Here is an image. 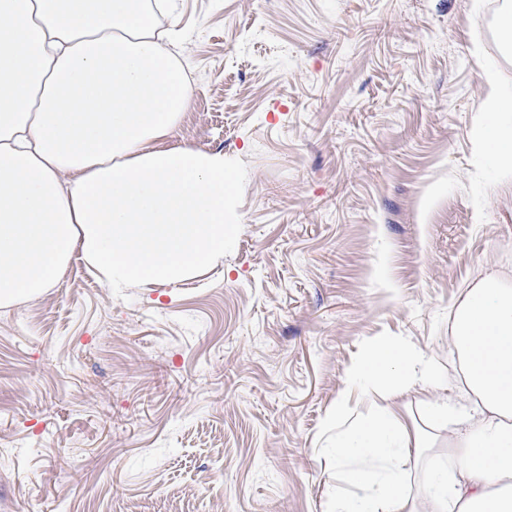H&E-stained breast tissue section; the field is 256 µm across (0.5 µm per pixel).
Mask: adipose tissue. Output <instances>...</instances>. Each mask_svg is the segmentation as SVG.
Returning a JSON list of instances; mask_svg holds the SVG:
<instances>
[{
	"label": "adipose tissue",
	"instance_id": "ef3b65f1",
	"mask_svg": "<svg viewBox=\"0 0 512 512\" xmlns=\"http://www.w3.org/2000/svg\"><path fill=\"white\" fill-rule=\"evenodd\" d=\"M150 0H0V306L53 287L81 253L109 289L176 282L224 256L234 173L166 141L189 106ZM466 407L403 337L366 344L333 417L332 512H512V278L487 269L454 308ZM374 383L365 411L349 394ZM415 393L421 418L405 396ZM446 448L421 495L425 453Z\"/></svg>",
	"mask_w": 512,
	"mask_h": 512
}]
</instances>
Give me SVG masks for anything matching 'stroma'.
<instances>
[{
  "label": "stroma",
  "mask_w": 512,
  "mask_h": 512,
  "mask_svg": "<svg viewBox=\"0 0 512 512\" xmlns=\"http://www.w3.org/2000/svg\"><path fill=\"white\" fill-rule=\"evenodd\" d=\"M503 0H178L170 143L237 174L224 259L114 294L79 258L0 307V512H330L347 366L382 336L448 365L451 308L512 276L476 151Z\"/></svg>",
  "instance_id": "stroma-1"
}]
</instances>
